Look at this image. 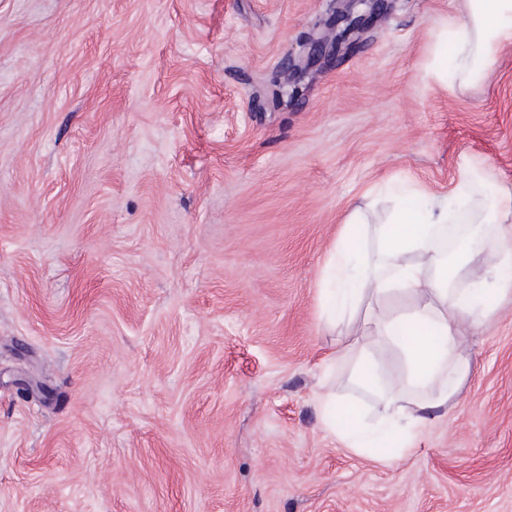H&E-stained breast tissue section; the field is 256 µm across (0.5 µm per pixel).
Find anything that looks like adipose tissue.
I'll use <instances>...</instances> for the list:
<instances>
[{
    "mask_svg": "<svg viewBox=\"0 0 512 512\" xmlns=\"http://www.w3.org/2000/svg\"><path fill=\"white\" fill-rule=\"evenodd\" d=\"M427 77L451 90L456 83L481 80L501 50L512 44V0H463L460 15L435 34ZM491 170L462 162L453 189L436 195L417 182L391 184L398 202L385 223L366 227L354 212L324 269L321 288L328 327L354 322L363 302L393 296L408 299L404 311L369 315L371 336L395 349L399 369L388 368L373 353L362 352L353 381L376 397L380 416L365 425L358 410L340 405L333 388L318 395L331 430L358 451L386 448L387 459L405 454L429 421L431 410L449 407L467 381L470 359L463 329L486 315L485 297L504 299L508 291L489 277L493 261L512 244V193L495 191ZM481 189L487 210L474 214L466 234L478 238L455 251L440 241L458 220L474 189ZM419 198L411 206L410 198ZM374 232L376 254L365 252Z\"/></svg>",
    "mask_w": 512,
    "mask_h": 512,
    "instance_id": "adipose-tissue-1",
    "label": "adipose tissue"
}]
</instances>
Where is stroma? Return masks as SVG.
<instances>
[{
  "label": "stroma",
  "instance_id": "35a3bbf8",
  "mask_svg": "<svg viewBox=\"0 0 512 512\" xmlns=\"http://www.w3.org/2000/svg\"><path fill=\"white\" fill-rule=\"evenodd\" d=\"M462 0H0V512H512V303L446 417L385 463L324 424L361 335L319 283L383 185L512 191V50L425 85ZM348 2L342 9L336 11L335 22L331 28L334 37L330 44H350L355 35L360 34L366 25L368 16L374 7V2L384 0H338ZM359 6L369 8L368 11H360Z\"/></svg>",
  "mask_w": 512,
  "mask_h": 512
}]
</instances>
